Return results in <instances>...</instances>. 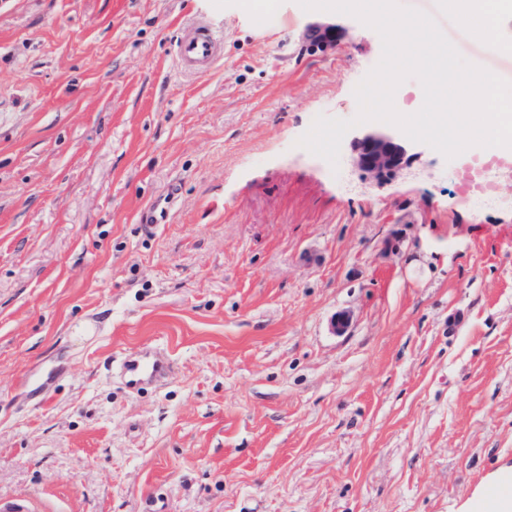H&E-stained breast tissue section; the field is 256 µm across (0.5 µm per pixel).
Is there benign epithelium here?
I'll return each mask as SVG.
<instances>
[{"instance_id":"7a95c632","label":"benign epithelium","mask_w":512,"mask_h":512,"mask_svg":"<svg viewBox=\"0 0 512 512\" xmlns=\"http://www.w3.org/2000/svg\"><path fill=\"white\" fill-rule=\"evenodd\" d=\"M344 33L340 25L313 23L307 27L305 38L328 46L340 41ZM348 149L353 166L378 184L396 177L418 156L415 146L396 132L385 129L354 131Z\"/></svg>"}]
</instances>
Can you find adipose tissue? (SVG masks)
<instances>
[{"mask_svg": "<svg viewBox=\"0 0 512 512\" xmlns=\"http://www.w3.org/2000/svg\"><path fill=\"white\" fill-rule=\"evenodd\" d=\"M441 6L463 24L472 41L512 51V42L499 36L502 22L512 16V0H441ZM456 512H512V466L489 475Z\"/></svg>", "mask_w": 512, "mask_h": 512, "instance_id": "obj_1", "label": "adipose tissue"}]
</instances>
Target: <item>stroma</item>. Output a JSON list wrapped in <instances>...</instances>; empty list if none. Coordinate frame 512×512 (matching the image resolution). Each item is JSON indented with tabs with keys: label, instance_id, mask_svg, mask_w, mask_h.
Returning <instances> with one entry per match:
<instances>
[{
	"label": "stroma",
	"instance_id": "obj_1",
	"mask_svg": "<svg viewBox=\"0 0 512 512\" xmlns=\"http://www.w3.org/2000/svg\"><path fill=\"white\" fill-rule=\"evenodd\" d=\"M242 2L0 0L1 502L448 512L512 465V177L473 207L478 152L423 144L378 185L297 147L356 115L381 38ZM400 2L498 67L440 0ZM316 22L349 34L303 43ZM198 24L224 57L185 75ZM146 344L173 370L133 393ZM172 369L170 356L156 346H146L127 354L120 364V373L126 387L136 392L159 385L171 374Z\"/></svg>",
	"mask_w": 512,
	"mask_h": 512
}]
</instances>
